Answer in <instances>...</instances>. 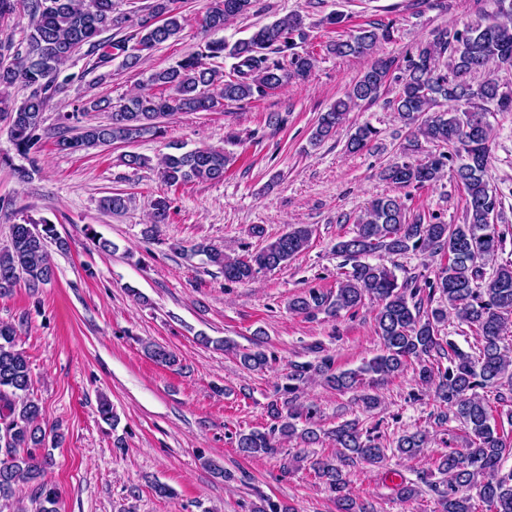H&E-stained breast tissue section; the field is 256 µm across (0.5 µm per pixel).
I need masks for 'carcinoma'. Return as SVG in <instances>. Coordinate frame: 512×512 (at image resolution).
I'll return each instance as SVG.
<instances>
[{"instance_id":"carcinoma-1","label":"carcinoma","mask_w":512,"mask_h":512,"mask_svg":"<svg viewBox=\"0 0 512 512\" xmlns=\"http://www.w3.org/2000/svg\"><path fill=\"white\" fill-rule=\"evenodd\" d=\"M25 3L29 18L25 39L14 45L0 39V115L8 120L10 137L17 150L32 153L45 135L44 112L57 96L67 92L70 80L59 79L60 68L82 46L105 65L116 57L121 67L133 70L158 46L179 37L185 19L178 0H152L139 21L116 11L114 0H0V19L14 13L17 2ZM253 0H208L201 28L208 32L224 29V24L247 14ZM130 29L120 40H101L109 29ZM391 37L390 27L373 24L347 39L326 45L338 57L372 56L378 43ZM303 17L289 14L259 27L250 37L232 44L212 39L203 48L186 55L176 65L152 71L143 91L113 105L88 100L75 111L111 110L106 124L82 128L74 136L56 137L60 150L76 152L113 143H133L160 131V120L177 112H207L222 102H247L263 97L288 83L304 81L315 65L309 53L296 51L306 42ZM236 60L233 71L225 74L213 65L218 58ZM493 67L512 69V9L498 6L497 12L462 29L444 27L431 41L403 59L377 58L369 69L350 85L344 97L320 114L312 139L322 141L336 132L352 108L374 101L389 80L398 83L393 100L397 118L411 128L409 146L421 141L445 148L430 154L418 164L395 162L382 172L384 180L400 187L424 188L439 182L445 170L465 193L466 215L462 224L424 223V216L410 215L398 196L375 198L357 220L351 238L336 243V252L352 261L351 271L338 281L336 292L315 288L296 296L289 309L306 316L324 313L336 316L356 312L364 301L375 300L378 335L383 341L380 355L356 370L336 371L329 356L315 363L295 364L288 374L290 384L282 396L267 405L273 424L265 430L238 433L239 451L251 457L273 455L293 437L303 443L323 442L313 427L315 409L297 404L300 386L319 376L330 387L345 391L365 380L383 379L403 371L408 363L420 365L421 384L435 386L443 410L435 420L443 424L453 417L463 426L466 445L440 455L436 470L445 476V488L429 481L432 472L419 474L417 481L403 480L397 496L405 501L417 498L421 485L438 494V512H512V469L502 461L512 453V431L498 423L493 410L477 389L492 388L498 402H512V346L504 344L512 324V262H505L485 275L484 267L503 250L506 236L497 228L498 199L487 178L491 128L485 112L493 105L501 112H512V92L501 90L497 80L488 77L479 84L472 76ZM20 84L30 89L21 101L10 95ZM434 107L440 111L424 121L419 116ZM376 135L368 124L359 125L349 136L346 149L356 153L366 148ZM231 157L221 150L194 149L168 153L160 158L158 174L172 188L193 181H220ZM130 197L116 192L100 200V207L119 215L127 210ZM170 201L159 197L152 203L153 227L170 217ZM311 238L305 225L289 228L246 256L230 257L224 250L205 241L187 250L189 257H202L230 282L248 283L261 272L272 271L301 253ZM63 252L69 240L58 235L55 225L43 220L14 224L10 241L0 249V293L24 281L35 292L49 284L54 268L49 245ZM375 252L389 255L444 253L448 264L437 275L430 289L444 302L421 310L423 288L417 277L398 281L394 271L383 264H370L362 258ZM453 311L461 323L479 336L474 354L443 341L439 327ZM17 327L0 322V512H26L13 508L20 487L33 491L36 512H58L59 492L47 480L53 465L50 448L61 439L58 427L48 426L39 401L31 393L32 378L25 351L17 348ZM206 346L231 351L247 371L271 366L272 357L263 349L238 350L230 341L200 337ZM145 356L158 365H178L177 354L149 341L142 343ZM445 359L448 366L430 364L432 358ZM338 451L310 460L315 477L335 494L337 512H373V507L349 491L345 468L357 463H382L387 453L415 459L428 444L422 431L399 437L395 448L387 450L358 422L347 421L329 432Z\"/></svg>"}]
</instances>
